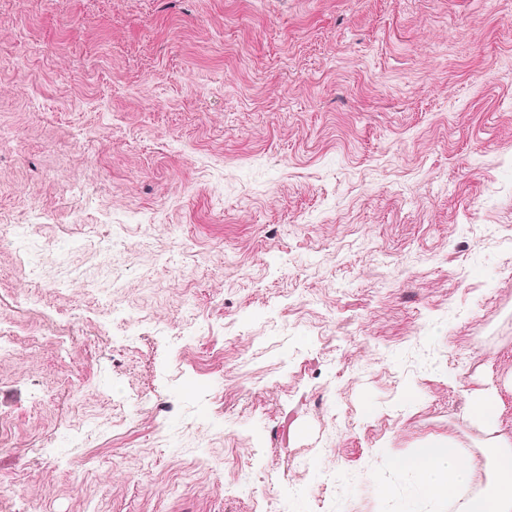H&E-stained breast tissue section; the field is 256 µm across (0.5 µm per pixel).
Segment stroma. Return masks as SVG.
Listing matches in <instances>:
<instances>
[{"label":"stroma","mask_w":512,"mask_h":512,"mask_svg":"<svg viewBox=\"0 0 512 512\" xmlns=\"http://www.w3.org/2000/svg\"><path fill=\"white\" fill-rule=\"evenodd\" d=\"M1 126L0 208L65 253L21 307L0 239L43 333L0 358V512H401L375 473L432 438L490 473L512 0H0ZM501 413L500 403L496 397L487 394L474 398L468 410V416L473 423L486 429L496 430Z\"/></svg>","instance_id":"stroma-1"}]
</instances>
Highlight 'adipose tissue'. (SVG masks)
Returning <instances> with one entry per match:
<instances>
[{"mask_svg":"<svg viewBox=\"0 0 512 512\" xmlns=\"http://www.w3.org/2000/svg\"><path fill=\"white\" fill-rule=\"evenodd\" d=\"M492 477L475 499L465 494L474 467L455 440H430L424 446L391 456L394 469L413 480L416 499H447L453 512H512V438L501 435L488 446Z\"/></svg>","mask_w":512,"mask_h":512,"instance_id":"ef3b65f1","label":"adipose tissue"}]
</instances>
